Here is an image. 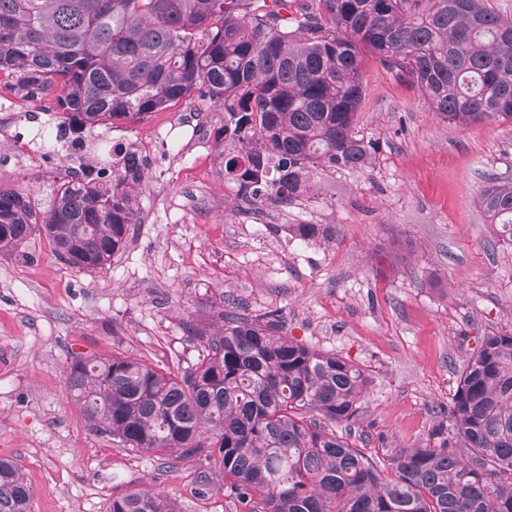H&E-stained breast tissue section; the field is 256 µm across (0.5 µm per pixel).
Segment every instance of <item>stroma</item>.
I'll list each match as a JSON object with an SVG mask.
<instances>
[{
    "instance_id": "35a3bbf8",
    "label": "stroma",
    "mask_w": 512,
    "mask_h": 512,
    "mask_svg": "<svg viewBox=\"0 0 512 512\" xmlns=\"http://www.w3.org/2000/svg\"><path fill=\"white\" fill-rule=\"evenodd\" d=\"M357 130L375 147L361 169H317L307 195L242 205L211 134L219 113L195 99L205 132L181 130L184 106L102 129L150 161L139 224L105 267L80 271L31 237L27 260L0 256V457L20 466L34 512H107L113 496L167 493L178 512H225L224 481L194 460L162 463L91 432L69 396L77 356L122 352L184 371L202 353L187 323L221 303L276 314L290 338L346 357L370 377L351 441L373 457L425 443L483 336L512 324V247L476 200L512 179V124L457 125L410 86L363 63ZM22 132L53 140L51 100L14 99ZM64 163L41 155L0 167V181L48 204ZM291 224L336 238L304 241ZM288 232L292 237L301 240H314L319 237L334 239L336 236V231L332 227L322 224H292L289 225Z\"/></svg>"
}]
</instances>
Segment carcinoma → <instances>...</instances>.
Here are the masks:
<instances>
[{
	"label": "carcinoma",
	"mask_w": 512,
	"mask_h": 512,
	"mask_svg": "<svg viewBox=\"0 0 512 512\" xmlns=\"http://www.w3.org/2000/svg\"><path fill=\"white\" fill-rule=\"evenodd\" d=\"M369 56L454 124H512V17L484 0H311L285 19L260 0H0V88L53 96L56 141L164 112L196 94L219 104L224 179L244 200L300 197L318 168L371 164L358 136ZM65 170L46 207L0 184V255L25 259L34 234L78 269L112 260L140 210L147 157L123 145ZM512 247V181L479 195ZM301 240L333 239L292 224ZM189 325L203 357L182 373L114 353L77 357L67 381L91 429L167 461L194 459L224 478L230 512H512V327L484 336L429 439L373 458L351 427L369 376L298 343L276 315L214 314ZM33 491L0 458V512H33ZM108 512H176L165 493L112 497Z\"/></svg>",
	"instance_id": "1"
}]
</instances>
